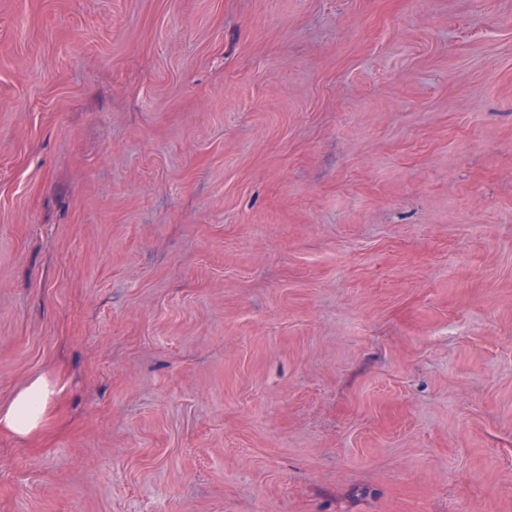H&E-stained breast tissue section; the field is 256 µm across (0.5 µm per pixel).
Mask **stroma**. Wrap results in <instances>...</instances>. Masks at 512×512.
<instances>
[{"instance_id":"35a3bbf8","label":"stroma","mask_w":512,"mask_h":512,"mask_svg":"<svg viewBox=\"0 0 512 512\" xmlns=\"http://www.w3.org/2000/svg\"><path fill=\"white\" fill-rule=\"evenodd\" d=\"M0 512H512V0H0ZM56 393V384L48 378L31 379L6 407H0V429L22 439L34 435L48 422Z\"/></svg>"}]
</instances>
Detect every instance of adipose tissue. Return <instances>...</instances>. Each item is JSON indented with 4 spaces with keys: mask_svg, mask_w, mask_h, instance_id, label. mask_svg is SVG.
Wrapping results in <instances>:
<instances>
[{
    "mask_svg": "<svg viewBox=\"0 0 512 512\" xmlns=\"http://www.w3.org/2000/svg\"><path fill=\"white\" fill-rule=\"evenodd\" d=\"M56 393V384L48 378L31 379L7 406L0 407V431L22 439L37 433L49 419Z\"/></svg>",
    "mask_w": 512,
    "mask_h": 512,
    "instance_id": "1",
    "label": "adipose tissue"
}]
</instances>
